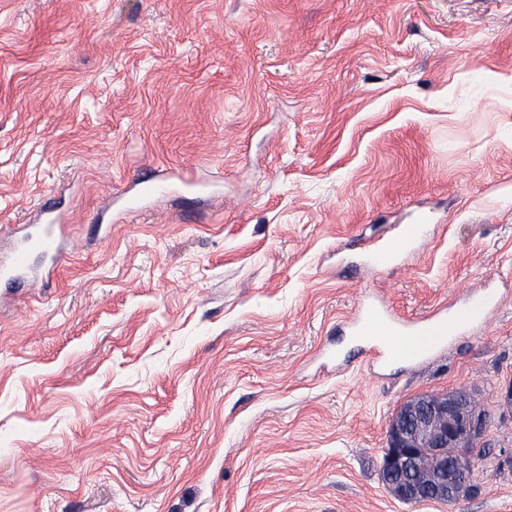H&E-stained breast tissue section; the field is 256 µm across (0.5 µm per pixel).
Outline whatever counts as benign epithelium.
Wrapping results in <instances>:
<instances>
[{"mask_svg": "<svg viewBox=\"0 0 512 512\" xmlns=\"http://www.w3.org/2000/svg\"><path fill=\"white\" fill-rule=\"evenodd\" d=\"M464 389L425 393L396 413L384 450L382 481L403 502L460 499L455 482H468L479 461L472 442L488 421L466 401Z\"/></svg>", "mask_w": 512, "mask_h": 512, "instance_id": "1", "label": "benign epithelium"}]
</instances>
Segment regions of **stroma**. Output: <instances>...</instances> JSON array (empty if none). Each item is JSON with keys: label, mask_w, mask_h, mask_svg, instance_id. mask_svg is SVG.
<instances>
[{"label": "stroma", "mask_w": 512, "mask_h": 512, "mask_svg": "<svg viewBox=\"0 0 512 512\" xmlns=\"http://www.w3.org/2000/svg\"><path fill=\"white\" fill-rule=\"evenodd\" d=\"M48 201L76 244L0 296V512H512V0H0V245ZM466 288L502 302L416 364L343 334ZM460 387L477 494L396 499L394 413ZM429 216L423 211L416 213L412 224H403L398 232L369 253V262L383 268L417 245L424 237Z\"/></svg>", "instance_id": "35a3bbf8"}]
</instances>
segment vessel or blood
<instances>
[{
  "instance_id": "obj_1",
  "label": "vessel or blood",
  "mask_w": 512,
  "mask_h": 512,
  "mask_svg": "<svg viewBox=\"0 0 512 512\" xmlns=\"http://www.w3.org/2000/svg\"><path fill=\"white\" fill-rule=\"evenodd\" d=\"M428 221L427 213L417 212L412 223L402 225L395 235L371 250L370 264L382 268L409 251L423 239ZM65 227L62 217L47 216L43 224L8 251H1L0 285L10 286L23 279L33 284L48 282L61 259ZM500 300L492 290L471 289L450 311L410 319L364 295L347 324V332L375 356L390 363L410 364L443 345L451 331L475 324Z\"/></svg>"
}]
</instances>
